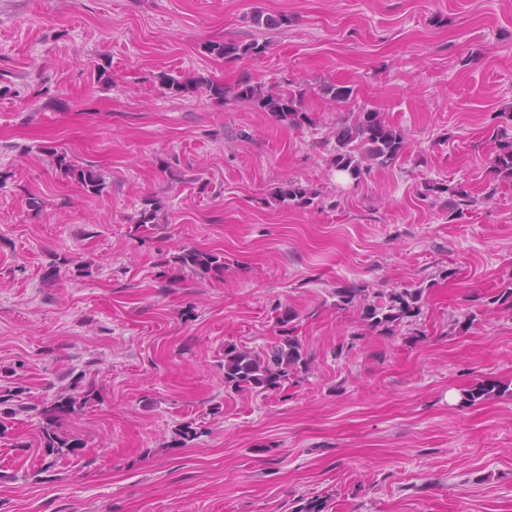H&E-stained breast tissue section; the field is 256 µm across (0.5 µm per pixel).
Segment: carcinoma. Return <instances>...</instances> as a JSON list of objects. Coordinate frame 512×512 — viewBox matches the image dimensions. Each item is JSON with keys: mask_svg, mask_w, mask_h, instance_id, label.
Masks as SVG:
<instances>
[{"mask_svg": "<svg viewBox=\"0 0 512 512\" xmlns=\"http://www.w3.org/2000/svg\"><path fill=\"white\" fill-rule=\"evenodd\" d=\"M253 25L268 30L286 27L292 17L286 14L273 16L262 10H256L251 17ZM204 48L212 55L226 61H235L244 57H260L266 54L268 43L256 40L250 42L211 41ZM160 84L176 94L192 93L198 83L191 78H178L168 73L158 76ZM322 97L337 104H348L357 100L355 88L334 82L319 85ZM205 92L213 99L225 101H245L261 112H269L279 121L291 126H303L312 123V118L304 108L308 90L302 85L288 87L279 92L263 90L261 85L246 78L226 86L219 82L205 83ZM336 146L333 163L336 171L358 182L372 168L387 169L395 165L403 148L404 138L401 132L385 121L382 113L360 108L340 123L333 132ZM496 143L493 158V170L497 177L512 180V133L508 129L496 127L492 131ZM57 168L65 176L77 182L85 192L103 197L107 193L104 177L91 165H79L72 162L63 153H54ZM428 191L449 195V217H460L476 204V199L459 187L446 184L432 185ZM280 202L295 207H310L314 204L316 193L296 181H288L275 191ZM161 204L156 199L145 200L142 208L134 217L135 232L144 237L152 227L158 224L157 212ZM180 269H188L200 276H220L224 273V257L200 249H184L173 256ZM428 287L405 288L382 293L377 300L366 298V289L352 286L336 289V306L341 309L357 307L360 321L365 329L380 336H393L406 321L421 314L424 295ZM490 304L505 310H512V283L492 293ZM297 315L289 310L277 314L280 324L279 341L270 347L263 356L252 353L245 347L230 344L224 347V384L238 390L264 392L281 387L289 376L302 370H310V358L307 349L299 338L293 335L289 324ZM23 386H5L0 388V439L6 437L7 420L23 410L20 396ZM506 392V388L494 383H481L464 391L463 399L470 405ZM98 397L95 382L86 378L85 373L77 375L66 387L60 389L50 406L42 410L46 423L42 425V434L48 455L63 457L77 454L84 447L79 437H72L60 431V422L79 414Z\"/></svg>", "mask_w": 512, "mask_h": 512, "instance_id": "cac0c4a2", "label": "carcinoma"}]
</instances>
